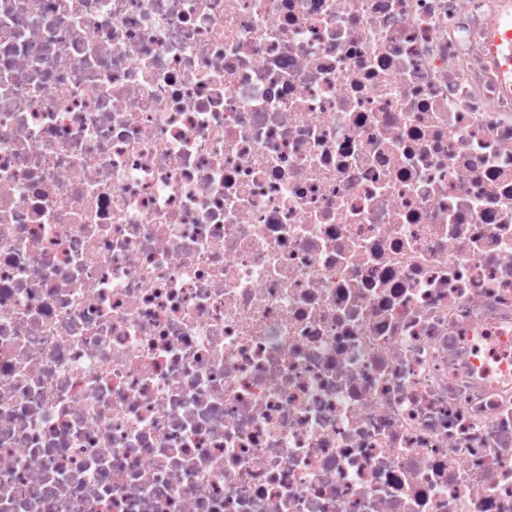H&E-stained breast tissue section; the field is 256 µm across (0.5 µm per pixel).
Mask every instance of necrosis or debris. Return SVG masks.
Instances as JSON below:
<instances>
[{"instance_id":"1","label":"necrosis or debris","mask_w":512,"mask_h":512,"mask_svg":"<svg viewBox=\"0 0 512 512\" xmlns=\"http://www.w3.org/2000/svg\"><path fill=\"white\" fill-rule=\"evenodd\" d=\"M500 0H0V512H512Z\"/></svg>"}]
</instances>
